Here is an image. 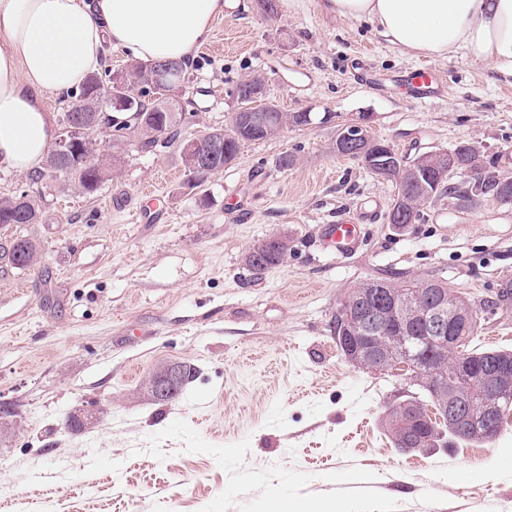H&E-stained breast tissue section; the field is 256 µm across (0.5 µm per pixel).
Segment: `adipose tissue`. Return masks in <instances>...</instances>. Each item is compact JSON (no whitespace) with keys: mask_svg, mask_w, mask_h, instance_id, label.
<instances>
[{"mask_svg":"<svg viewBox=\"0 0 512 512\" xmlns=\"http://www.w3.org/2000/svg\"><path fill=\"white\" fill-rule=\"evenodd\" d=\"M238 0H0V170L40 169L55 137L43 97L76 89L120 47L151 64L190 67L214 20ZM367 22L391 46L464 53L512 77V0H320Z\"/></svg>","mask_w":512,"mask_h":512,"instance_id":"adipose-tissue-1","label":"adipose tissue"}]
</instances>
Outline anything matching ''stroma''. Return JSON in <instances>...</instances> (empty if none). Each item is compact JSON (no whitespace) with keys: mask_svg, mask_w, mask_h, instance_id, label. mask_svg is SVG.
Returning <instances> with one entry per match:
<instances>
[{"mask_svg":"<svg viewBox=\"0 0 512 512\" xmlns=\"http://www.w3.org/2000/svg\"><path fill=\"white\" fill-rule=\"evenodd\" d=\"M186 72L178 143L141 149L132 129L96 137L119 171L94 193L46 190L42 220L0 228L39 246L33 269L0 261V504L7 512H512V412L496 440L408 453L383 426L415 388L357 367L334 319L357 284L447 282L479 312L475 347L512 349V205L455 211L447 197L416 223L389 224L395 184L336 155L340 125L365 123L400 156L465 140L512 172V78L463 55L433 61L445 94L420 104L403 75L422 56L365 22L311 6L268 21L254 0L218 18ZM366 64L387 87L354 83ZM264 77L281 111L320 120L241 144L205 192L185 184L179 142L231 126L237 83ZM293 166L281 167L284 154ZM153 187L161 224L132 211ZM379 203L346 257L325 225ZM288 240L262 276L244 253ZM191 366L173 402L151 401L160 363ZM91 418L65 428L72 410Z\"/></svg>","mask_w":512,"mask_h":512,"instance_id":"obj_1","label":"stroma"}]
</instances>
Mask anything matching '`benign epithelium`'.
<instances>
[{"mask_svg":"<svg viewBox=\"0 0 512 512\" xmlns=\"http://www.w3.org/2000/svg\"><path fill=\"white\" fill-rule=\"evenodd\" d=\"M266 102V83L261 76H253L241 84L237 91L238 107L232 115V125L241 130L256 131L269 128L268 115L262 104ZM95 116L82 112L64 124L52 144V154L58 159L74 158L76 166L83 170H95L96 155L101 152L100 144L78 152V147L86 142L87 128L93 126ZM220 141L204 133L184 142L182 156L184 162L194 168L206 170L219 159ZM336 154L361 160L369 170L385 180L393 168L407 171L414 180H421V175L433 170L438 180L448 179V172L453 166L448 158L440 152H425L407 162L390 146L374 140L365 124L361 122L343 125L338 130L335 142ZM346 320L353 335L347 337L349 349L354 351L356 360H376L384 364L383 371H392L397 364L388 359L387 353L379 352L372 346L374 335L388 329L397 331L389 337L393 351L397 353L403 365L414 370V375L426 377L431 374L430 364L423 358V346L431 345L445 352L455 354V359L442 366L448 370V379L460 386L470 378L475 369L472 357L457 353L460 337L454 335V326L458 322L476 321L477 310L470 308V313L448 309L447 299L437 295L430 299L427 306L413 305L405 299L392 298L383 304L369 305L366 314L353 319L354 303L348 302L344 307ZM512 369V359L495 363L492 368L484 370L486 390L489 397L488 419H493L504 405L512 404V377L503 382L505 373ZM178 376L168 372L158 376L154 384V394L164 399L174 392ZM434 400L445 412L458 406L454 396L447 393L443 385L431 386Z\"/></svg>","mask_w":512,"mask_h":512,"instance_id":"obj_1","label":"benign epithelium"}]
</instances>
